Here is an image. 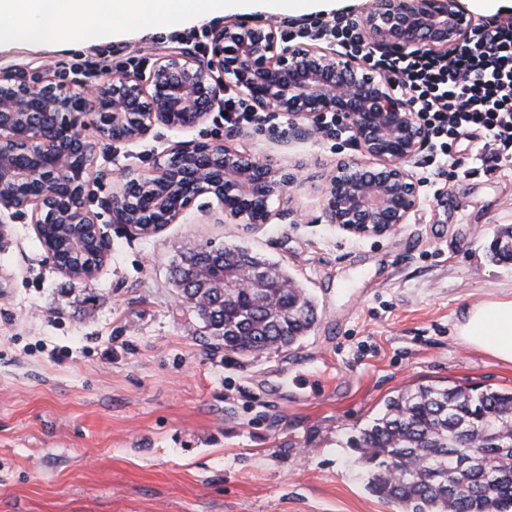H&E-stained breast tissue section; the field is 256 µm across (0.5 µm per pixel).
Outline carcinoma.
<instances>
[{"instance_id":"cac0c4a2","label":"carcinoma","mask_w":512,"mask_h":512,"mask_svg":"<svg viewBox=\"0 0 512 512\" xmlns=\"http://www.w3.org/2000/svg\"><path fill=\"white\" fill-rule=\"evenodd\" d=\"M511 238L512 227L496 230L491 261H512L501 244ZM240 266L253 271L245 293L224 288V275ZM171 273L186 307L227 351L288 347L315 323L313 299L287 270L236 245L183 252ZM466 436L475 463L465 462ZM356 448L374 464L370 490L399 512H512V389L478 392L450 380L406 387L360 430Z\"/></svg>"}]
</instances>
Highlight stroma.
I'll list each match as a JSON object with an SVG mask.
<instances>
[{
	"label": "stroma",
	"instance_id": "obj_1",
	"mask_svg": "<svg viewBox=\"0 0 512 512\" xmlns=\"http://www.w3.org/2000/svg\"><path fill=\"white\" fill-rule=\"evenodd\" d=\"M228 16L146 25L110 36L0 45V70L62 79L75 63L149 75L169 36L204 52ZM275 112L240 128L234 145L301 166L286 198L299 221L250 230L190 210L183 223L131 238L101 214L111 250L96 275L68 280L33 225L0 239V512H398L368 487L370 464L350 444L386 398L448 379L512 388V365L463 345L466 307L512 290V263H493L495 228L512 225V163L487 168L481 145L453 148L420 189L408 223L358 236L327 223L323 190L360 159L351 133L298 135ZM222 107L190 130L156 127L135 142L97 143L87 206L113 176L148 175L184 141L220 142ZM211 243L279 263L317 303L297 344L256 355L212 348L180 305L170 264Z\"/></svg>",
	"mask_w": 512,
	"mask_h": 512
}]
</instances>
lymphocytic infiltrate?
Masks as SVG:
<instances>
[{"mask_svg": "<svg viewBox=\"0 0 512 512\" xmlns=\"http://www.w3.org/2000/svg\"><path fill=\"white\" fill-rule=\"evenodd\" d=\"M337 45L390 80L431 131L433 151L422 183L433 182L444 166L462 167L453 145L482 140L498 162L512 161V23L488 17L448 55L426 51L378 52L350 25L328 29Z\"/></svg>", "mask_w": 512, "mask_h": 512, "instance_id": "f902f5d3", "label": "lymphocytic infiltrate"}]
</instances>
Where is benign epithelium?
I'll return each instance as SVG.
<instances>
[{
	"mask_svg": "<svg viewBox=\"0 0 512 512\" xmlns=\"http://www.w3.org/2000/svg\"><path fill=\"white\" fill-rule=\"evenodd\" d=\"M351 25L379 50L445 54L472 21L459 0H374ZM229 82L257 111L312 121L300 128L305 137L323 133L324 120L334 118L353 133L362 155L378 161L376 167L356 160L337 165L324 189L328 223L382 236L420 206L410 165L428 146L429 133L384 75L331 47L284 46L270 24L229 20L211 34L202 55L185 47L162 50L146 78L117 72L73 94L51 78L31 86L13 74L0 77V210L31 215L40 237L64 224L77 243L91 228L96 250L78 248L74 261L52 259L71 279H90L111 243L86 205L96 144L82 130L91 125L101 139L134 141L158 125L193 129ZM299 173L226 143L181 142L151 174L120 177L101 206L111 223L139 236L179 223L201 196L217 200L226 222L268 224L279 217L295 224L296 212L276 211L272 203L283 199Z\"/></svg>",
	"mask_w": 512,
	"mask_h": 512,
	"instance_id": "7a95c632",
	"label": "benign epithelium"
}]
</instances>
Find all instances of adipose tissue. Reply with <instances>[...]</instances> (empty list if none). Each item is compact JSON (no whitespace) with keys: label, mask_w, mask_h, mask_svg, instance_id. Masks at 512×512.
I'll return each mask as SVG.
<instances>
[{"label":"adipose tissue","mask_w":512,"mask_h":512,"mask_svg":"<svg viewBox=\"0 0 512 512\" xmlns=\"http://www.w3.org/2000/svg\"><path fill=\"white\" fill-rule=\"evenodd\" d=\"M213 6V0H0V44L107 34L158 12L170 22L199 20ZM455 329L467 347L512 364V294L471 304Z\"/></svg>","instance_id":"adipose-tissue-1"}]
</instances>
